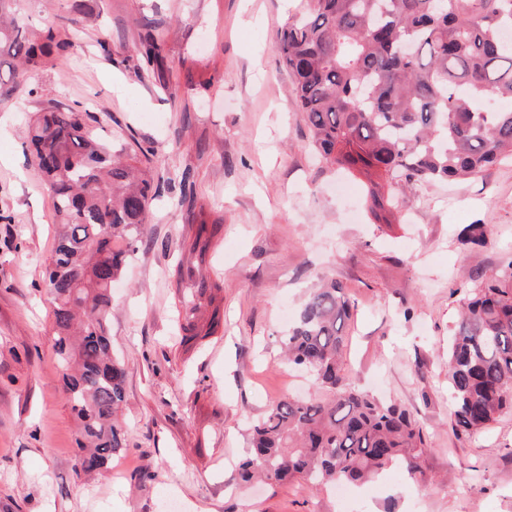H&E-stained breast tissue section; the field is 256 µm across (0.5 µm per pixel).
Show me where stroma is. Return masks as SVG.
<instances>
[{
  "label": "stroma",
  "mask_w": 512,
  "mask_h": 512,
  "mask_svg": "<svg viewBox=\"0 0 512 512\" xmlns=\"http://www.w3.org/2000/svg\"><path fill=\"white\" fill-rule=\"evenodd\" d=\"M301 0H15L52 18L72 48L15 84L0 81V512H512V411L472 438L451 431L448 335L479 276L512 250V158L404 197L381 224L363 182L320 162L275 50ZM173 74H137L143 19ZM97 115L102 141L146 156L160 181L192 167L199 201L224 218L203 267L224 285L217 333L179 342L169 275L181 255L178 190L150 205L146 240L112 290L111 337L126 370L127 446L109 467L74 469L78 419L55 348L45 261L59 231L27 146L46 90ZM484 225L481 247L460 244ZM355 303L346 370L356 387L409 410L428 450L351 490L242 484L250 428L311 378L280 344L321 275Z\"/></svg>",
  "instance_id": "obj_1"
}]
</instances>
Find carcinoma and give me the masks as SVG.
I'll return each instance as SVG.
<instances>
[{
	"label": "carcinoma",
	"instance_id": "1",
	"mask_svg": "<svg viewBox=\"0 0 512 512\" xmlns=\"http://www.w3.org/2000/svg\"><path fill=\"white\" fill-rule=\"evenodd\" d=\"M0 64L15 79L43 66L71 42L49 21L37 32L4 16ZM143 24L139 69L166 68ZM512 0H306L278 34L276 51L291 74L313 145L332 167L367 180L366 204L391 224L402 201L385 186L472 177L512 156V111L485 112L487 96L512 99ZM97 117L50 106L30 124V145L60 231L46 265L65 391L80 421L75 468L104 470L124 446L117 412L124 400L123 363L112 353V284L143 244L150 201L158 194L136 158L97 142ZM186 236L171 273L184 332L203 339L219 324L215 293L223 285L201 268L224 231L195 195V173L177 177ZM461 241L481 246L480 224ZM352 305L342 283L311 289L281 343L288 362L311 375L324 396L284 397L253 425L250 453L238 469L247 482L301 479L315 489L362 481L392 466L411 477L428 450L423 427L408 411L355 389L345 372ZM452 430L471 437L512 408V253L481 279L448 339Z\"/></svg>",
	"mask_w": 512,
	"mask_h": 512
}]
</instances>
